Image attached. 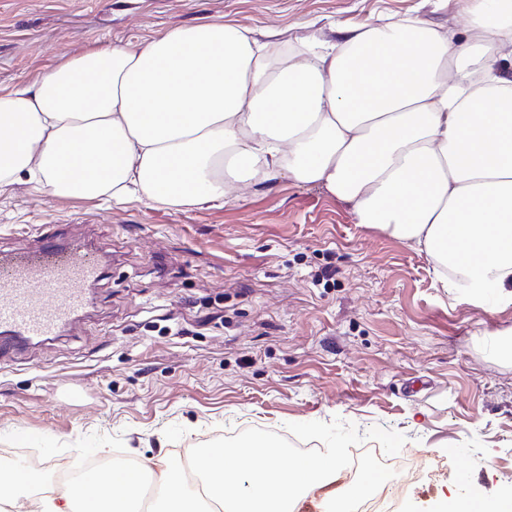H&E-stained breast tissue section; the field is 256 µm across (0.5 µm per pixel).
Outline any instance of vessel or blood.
Masks as SVG:
<instances>
[{
  "instance_id": "obj_1",
  "label": "vessel or blood",
  "mask_w": 512,
  "mask_h": 512,
  "mask_svg": "<svg viewBox=\"0 0 512 512\" xmlns=\"http://www.w3.org/2000/svg\"><path fill=\"white\" fill-rule=\"evenodd\" d=\"M98 275L96 262L63 254L51 237L37 252L0 258V343L20 349L62 335L90 306Z\"/></svg>"
}]
</instances>
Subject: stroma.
<instances>
[{"mask_svg":"<svg viewBox=\"0 0 512 512\" xmlns=\"http://www.w3.org/2000/svg\"><path fill=\"white\" fill-rule=\"evenodd\" d=\"M411 17L466 34L461 0H0V90L99 44L209 21L259 40L336 42ZM104 267L93 303L57 339L0 358V452L37 448L150 464L240 438L403 456L442 475L391 477L396 502L440 512L457 476L512 494V298L469 300L417 245L359 223L347 202L280 176L221 202L166 206L0 191V253L42 225Z\"/></svg>","mask_w":512,"mask_h":512,"instance_id":"35a3bbf8","label":"stroma"}]
</instances>
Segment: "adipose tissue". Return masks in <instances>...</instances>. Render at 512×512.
I'll use <instances>...</instances> for the list:
<instances>
[{
	"instance_id": "adipose-tissue-1",
	"label": "adipose tissue",
	"mask_w": 512,
	"mask_h": 512,
	"mask_svg": "<svg viewBox=\"0 0 512 512\" xmlns=\"http://www.w3.org/2000/svg\"><path fill=\"white\" fill-rule=\"evenodd\" d=\"M456 37L399 19L342 43L283 52L210 22L99 47L0 91V189L21 179L57 196L195 205L282 175L352 205L359 223L420 246L439 269L512 287V0H470ZM256 439L210 459L224 512H298L384 489L350 482L337 452L279 462ZM155 512H199L173 459ZM138 472L77 485L41 512H136Z\"/></svg>"
}]
</instances>
